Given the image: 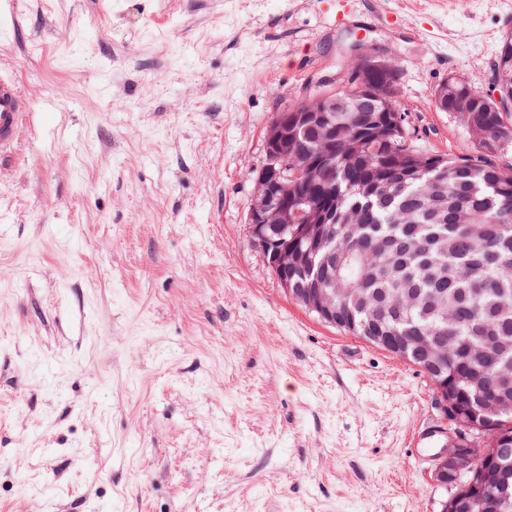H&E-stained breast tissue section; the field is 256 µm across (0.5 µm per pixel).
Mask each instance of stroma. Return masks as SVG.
Instances as JSON below:
<instances>
[{
    "instance_id": "35a3bbf8",
    "label": "stroma",
    "mask_w": 512,
    "mask_h": 512,
    "mask_svg": "<svg viewBox=\"0 0 512 512\" xmlns=\"http://www.w3.org/2000/svg\"><path fill=\"white\" fill-rule=\"evenodd\" d=\"M503 0H0L30 98L0 155V512H440L418 367L319 320L255 244L275 114L396 61L418 150L491 90Z\"/></svg>"
}]
</instances>
